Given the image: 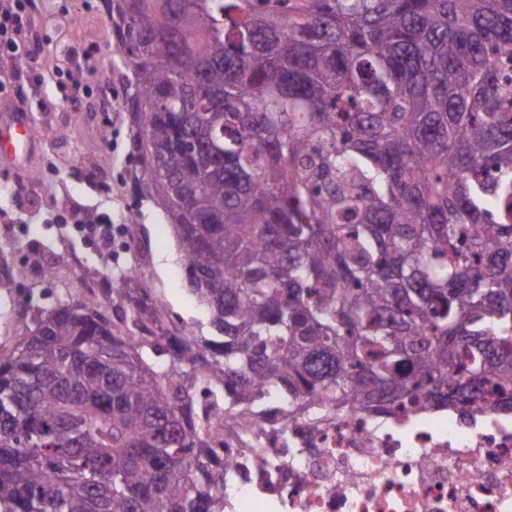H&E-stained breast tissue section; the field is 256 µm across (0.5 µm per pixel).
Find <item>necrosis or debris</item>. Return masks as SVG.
Returning <instances> with one entry per match:
<instances>
[{
	"label": "necrosis or debris",
	"mask_w": 512,
	"mask_h": 512,
	"mask_svg": "<svg viewBox=\"0 0 512 512\" xmlns=\"http://www.w3.org/2000/svg\"><path fill=\"white\" fill-rule=\"evenodd\" d=\"M485 391L482 407L422 409L378 423L351 413L269 430L259 447L271 466L239 464L224 479L225 512H512V411Z\"/></svg>",
	"instance_id": "obj_1"
}]
</instances>
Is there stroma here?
Returning a JSON list of instances; mask_svg holds the SVG:
<instances>
[{
    "label": "stroma",
    "instance_id": "stroma-1",
    "mask_svg": "<svg viewBox=\"0 0 512 512\" xmlns=\"http://www.w3.org/2000/svg\"><path fill=\"white\" fill-rule=\"evenodd\" d=\"M105 0H60L70 15L73 42H97L100 53L91 68L80 70L82 85L99 94L112 85L116 105H74L60 101L56 87L58 61L43 53L38 71L45 80L27 87L36 137L18 157L0 154V212L32 225V234L0 227V280H10L27 308L0 303V350L12 347L27 325L59 301L77 299L89 290L106 297L109 281L126 269L141 277L124 286L137 299L166 312L162 331L168 336H210L209 317L189 293L185 260L166 213L146 190L143 160L133 150L135 118L127 106L132 73L104 36L110 19ZM79 208L87 218L111 213L122 230L119 255L103 262L93 245L63 235L55 216L60 206ZM45 254L59 274L32 273L30 259Z\"/></svg>",
    "mask_w": 512,
    "mask_h": 512
}]
</instances>
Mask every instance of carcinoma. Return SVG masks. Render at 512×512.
<instances>
[{
	"instance_id": "carcinoma-1",
	"label": "carcinoma",
	"mask_w": 512,
	"mask_h": 512,
	"mask_svg": "<svg viewBox=\"0 0 512 512\" xmlns=\"http://www.w3.org/2000/svg\"><path fill=\"white\" fill-rule=\"evenodd\" d=\"M193 2L109 17L215 336L117 286L38 317L0 354V512H225L226 420L512 386V0Z\"/></svg>"
}]
</instances>
